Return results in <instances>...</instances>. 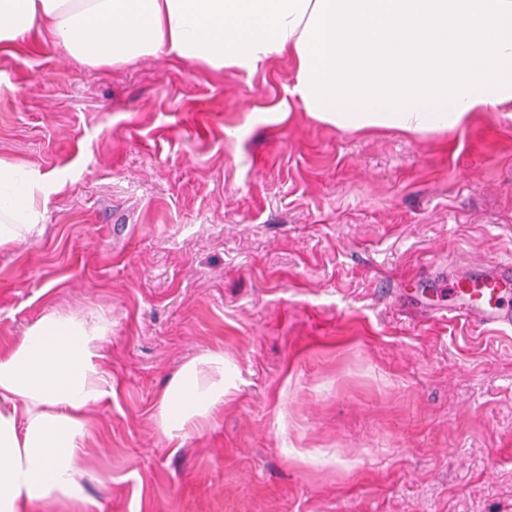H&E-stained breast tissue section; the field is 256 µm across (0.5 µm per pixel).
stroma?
I'll use <instances>...</instances> for the list:
<instances>
[{"label":"stroma","mask_w":512,"mask_h":512,"mask_svg":"<svg viewBox=\"0 0 512 512\" xmlns=\"http://www.w3.org/2000/svg\"><path fill=\"white\" fill-rule=\"evenodd\" d=\"M291 82L0 50V156L59 185L0 251V345L110 320L94 512H512V331L437 312L512 254V115L359 135L284 108ZM213 350L233 386L169 440L157 396Z\"/></svg>","instance_id":"obj_1"}]
</instances>
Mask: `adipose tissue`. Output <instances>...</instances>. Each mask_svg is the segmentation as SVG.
<instances>
[{
	"label": "adipose tissue",
	"instance_id": "obj_1",
	"mask_svg": "<svg viewBox=\"0 0 512 512\" xmlns=\"http://www.w3.org/2000/svg\"><path fill=\"white\" fill-rule=\"evenodd\" d=\"M50 40L81 66L165 55L252 74L288 59L289 97L340 130L441 134L512 112V0H0V47ZM51 174L0 157V249L41 229ZM105 320L50 313L0 349V512L83 507L93 414L113 393ZM224 355L186 363L157 399L169 439L209 425Z\"/></svg>",
	"mask_w": 512,
	"mask_h": 512
}]
</instances>
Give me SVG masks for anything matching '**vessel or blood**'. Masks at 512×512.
I'll use <instances>...</instances> for the list:
<instances>
[{
	"label": "vessel or blood",
	"mask_w": 512,
	"mask_h": 512,
	"mask_svg": "<svg viewBox=\"0 0 512 512\" xmlns=\"http://www.w3.org/2000/svg\"><path fill=\"white\" fill-rule=\"evenodd\" d=\"M447 311L478 326L512 329V256L458 276L448 292Z\"/></svg>",
	"instance_id": "vessel-or-blood-1"
}]
</instances>
